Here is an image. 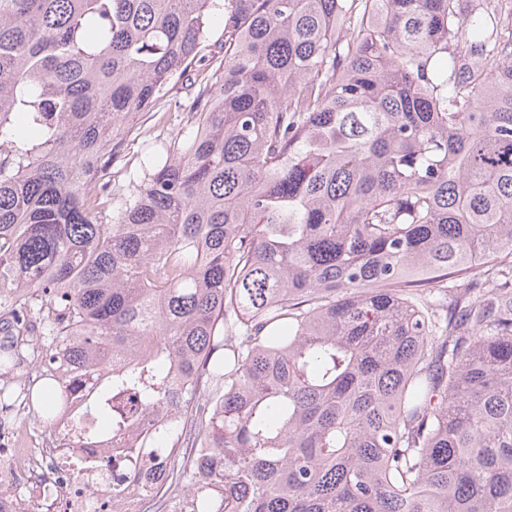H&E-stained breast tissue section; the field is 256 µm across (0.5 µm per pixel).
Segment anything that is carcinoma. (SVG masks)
<instances>
[{
	"label": "carcinoma",
	"instance_id": "carcinoma-1",
	"mask_svg": "<svg viewBox=\"0 0 512 512\" xmlns=\"http://www.w3.org/2000/svg\"><path fill=\"white\" fill-rule=\"evenodd\" d=\"M1 324L143 512H512V0H0ZM214 70L215 66L197 67L190 72L187 81L180 80L168 97L137 118L126 136L121 155L112 163V206L121 200L120 194L125 193L130 176H143V160L157 152L162 142L175 137L190 120L188 114L178 107V102H182L187 93L206 89L213 94L219 87L213 76Z\"/></svg>",
	"mask_w": 512,
	"mask_h": 512
}]
</instances>
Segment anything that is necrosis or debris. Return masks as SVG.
Masks as SVG:
<instances>
[{
    "label": "necrosis or debris",
    "mask_w": 512,
    "mask_h": 512,
    "mask_svg": "<svg viewBox=\"0 0 512 512\" xmlns=\"http://www.w3.org/2000/svg\"><path fill=\"white\" fill-rule=\"evenodd\" d=\"M12 459L24 460L23 490H16L9 469L0 470V512H41L50 499L53 512H141L149 488L136 476L116 469L115 448H61L50 460L36 450L15 446Z\"/></svg>",
    "instance_id": "1"
}]
</instances>
